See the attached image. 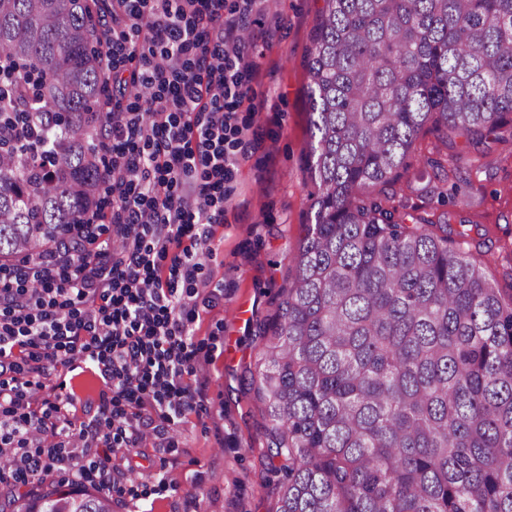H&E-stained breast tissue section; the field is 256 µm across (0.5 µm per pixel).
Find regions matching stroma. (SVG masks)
Listing matches in <instances>:
<instances>
[{"instance_id":"obj_1","label":"stroma","mask_w":512,"mask_h":512,"mask_svg":"<svg viewBox=\"0 0 512 512\" xmlns=\"http://www.w3.org/2000/svg\"><path fill=\"white\" fill-rule=\"evenodd\" d=\"M323 0H256L248 16L255 69L237 110L242 131L225 187L224 218L198 261L193 342L206 356L198 375L205 408L112 458L119 474L112 512H269L275 478L265 464V406L253 379L259 335L291 276L288 255L308 221L303 165L308 142L306 55ZM420 152L394 184L399 211L443 215L454 246L500 288H512V144L440 146L422 133ZM439 146L445 168L465 184L452 190L421 153ZM467 237H460V230ZM53 382L73 397L74 423L97 416L111 392L92 369H58Z\"/></svg>"}]
</instances>
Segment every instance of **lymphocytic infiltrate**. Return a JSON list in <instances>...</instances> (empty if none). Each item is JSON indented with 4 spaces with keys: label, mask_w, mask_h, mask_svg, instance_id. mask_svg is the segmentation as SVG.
Instances as JSON below:
<instances>
[{
    "label": "lymphocytic infiltrate",
    "mask_w": 512,
    "mask_h": 512,
    "mask_svg": "<svg viewBox=\"0 0 512 512\" xmlns=\"http://www.w3.org/2000/svg\"><path fill=\"white\" fill-rule=\"evenodd\" d=\"M113 0L112 81L133 96L112 115V169L100 183L112 199L120 250L94 252L100 235L88 211L78 237L38 258L0 262V456L15 482L38 485L62 466L112 490L113 454L140 447L151 425H131L125 404L163 421L196 410L188 385L198 368L189 324L201 269L198 249L224 216V177L236 163L235 112L254 63L241 33L254 0ZM142 35L149 58L121 67ZM190 246H183V239ZM180 253L170 254V245ZM90 357L112 397L92 422L73 425L64 406L35 409L52 368Z\"/></svg>",
    "instance_id": "obj_1"
}]
</instances>
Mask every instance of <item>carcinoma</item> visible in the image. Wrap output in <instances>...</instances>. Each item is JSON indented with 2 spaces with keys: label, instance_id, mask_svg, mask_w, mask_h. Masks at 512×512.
Here are the masks:
<instances>
[{
  "label": "carcinoma",
  "instance_id": "1",
  "mask_svg": "<svg viewBox=\"0 0 512 512\" xmlns=\"http://www.w3.org/2000/svg\"><path fill=\"white\" fill-rule=\"evenodd\" d=\"M97 4L0 0L1 259L74 236L112 165ZM307 74L309 219L256 363L271 512H512V291L388 192L427 128L512 142V0H325Z\"/></svg>",
  "mask_w": 512,
  "mask_h": 512
}]
</instances>
